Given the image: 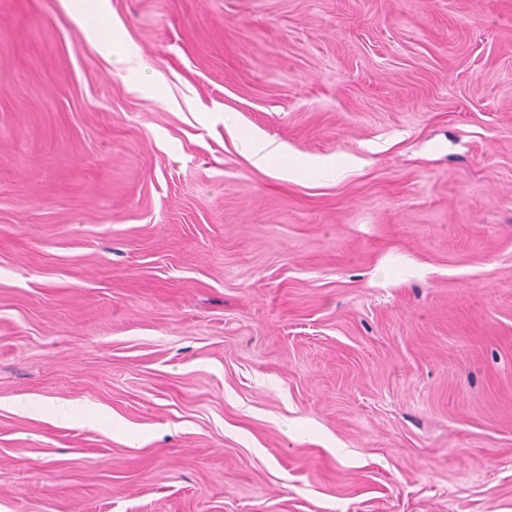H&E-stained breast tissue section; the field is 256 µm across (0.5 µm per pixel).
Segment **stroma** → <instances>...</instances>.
Returning a JSON list of instances; mask_svg holds the SVG:
<instances>
[{
    "label": "stroma",
    "mask_w": 512,
    "mask_h": 512,
    "mask_svg": "<svg viewBox=\"0 0 512 512\" xmlns=\"http://www.w3.org/2000/svg\"><path fill=\"white\" fill-rule=\"evenodd\" d=\"M0 512H512V0H0ZM244 146L252 166L264 169L273 160L279 159L282 163L281 173L288 178L300 179L314 165L309 161L288 155V151L282 145L259 137L248 138L244 141Z\"/></svg>",
    "instance_id": "obj_1"
}]
</instances>
